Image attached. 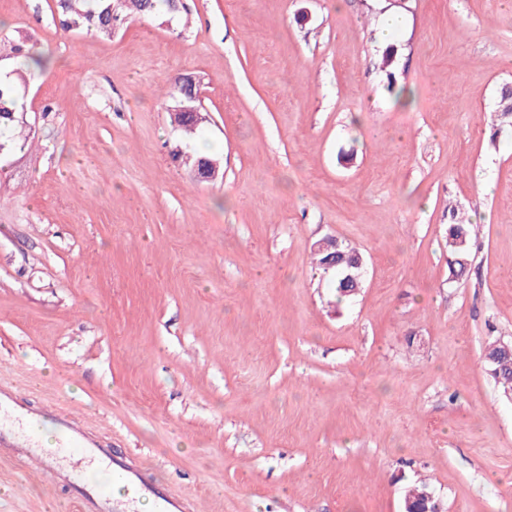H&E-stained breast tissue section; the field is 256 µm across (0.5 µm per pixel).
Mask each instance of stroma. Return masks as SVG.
<instances>
[{
    "mask_svg": "<svg viewBox=\"0 0 512 512\" xmlns=\"http://www.w3.org/2000/svg\"><path fill=\"white\" fill-rule=\"evenodd\" d=\"M1 37L50 59L0 158L24 410L87 419L200 512H402L419 481L443 512H512V402L481 363L512 340V0H180L108 36L0 0ZM454 209L479 226L462 281ZM331 235L366 259L343 301L314 264ZM77 508L0 458V512ZM170 95L176 99V105L171 112L177 109L182 110L181 112L171 113L174 124L178 126L185 120H190L194 123L202 121L201 113L197 111V109L199 110L197 105L198 98L194 99L192 93L185 88L184 82H175Z\"/></svg>",
    "mask_w": 512,
    "mask_h": 512,
    "instance_id": "1",
    "label": "stroma"
}]
</instances>
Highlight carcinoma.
I'll return each mask as SVG.
<instances>
[{
	"mask_svg": "<svg viewBox=\"0 0 512 512\" xmlns=\"http://www.w3.org/2000/svg\"><path fill=\"white\" fill-rule=\"evenodd\" d=\"M158 7V0H56V10L62 28L74 31H86L104 36L112 35L118 12L124 8L138 15L151 16ZM20 60L15 68L0 67V156L12 152L22 137L25 122L20 119L23 109L21 94L28 81V75L40 71L45 60L35 45L16 44L10 53L0 52V61L10 58ZM171 96L175 97L174 109L195 112L197 100L185 88L184 83L174 84ZM448 224V248L451 259L448 266L452 277L465 276L470 267L471 249L477 237L476 227L463 218L450 212ZM316 262L322 274L331 279L336 290V299L351 296L349 289L354 283L361 282L358 274L362 270L364 258L354 247L343 241L336 242V265H331V252L316 246ZM503 339L498 338L487 343L482 353L483 365L488 376L497 386L504 398L512 397V352L502 348Z\"/></svg>",
	"mask_w": 512,
	"mask_h": 512,
	"instance_id": "1",
	"label": "carcinoma"
}]
</instances>
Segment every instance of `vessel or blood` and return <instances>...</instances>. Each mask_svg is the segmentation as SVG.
Segmentation results:
<instances>
[{
    "instance_id": "1",
    "label": "vessel or blood",
    "mask_w": 512,
    "mask_h": 512,
    "mask_svg": "<svg viewBox=\"0 0 512 512\" xmlns=\"http://www.w3.org/2000/svg\"><path fill=\"white\" fill-rule=\"evenodd\" d=\"M30 421V415L26 414L19 427L0 428V454L22 451L37 470L63 485L74 484L87 466L112 463L108 443L71 413L60 412L55 416L63 442L53 455L39 448ZM115 466L129 497L155 494L160 500V512H195L191 497L177 491L157 493L139 457H126L123 463ZM78 505L79 512H130L126 501L116 500L100 490L80 492Z\"/></svg>"
}]
</instances>
